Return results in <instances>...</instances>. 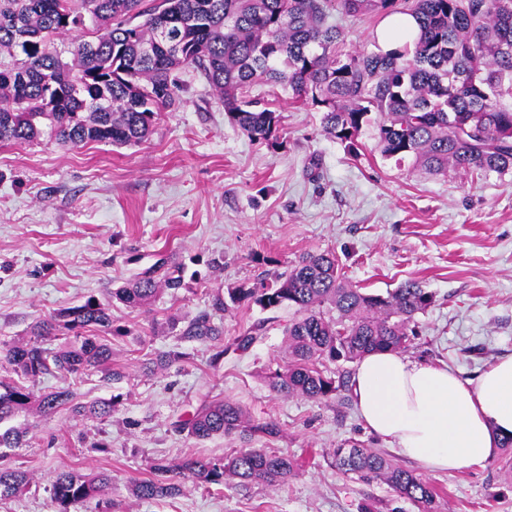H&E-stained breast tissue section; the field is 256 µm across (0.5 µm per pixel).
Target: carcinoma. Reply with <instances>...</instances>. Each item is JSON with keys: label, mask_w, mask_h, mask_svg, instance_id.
Returning a JSON list of instances; mask_svg holds the SVG:
<instances>
[{"label": "carcinoma", "mask_w": 512, "mask_h": 512, "mask_svg": "<svg viewBox=\"0 0 512 512\" xmlns=\"http://www.w3.org/2000/svg\"><path fill=\"white\" fill-rule=\"evenodd\" d=\"M345 17L409 15L418 25L413 43L393 51L348 48L329 12ZM141 22L134 23L135 19ZM92 25V39L71 44L64 58L54 47L63 35ZM191 67L216 93L224 117L251 140L281 146V114L250 95L258 84L322 112L324 132L352 150L363 128L375 129L385 159L414 169L499 176L512 173V0H0V143L42 137L63 147L96 142L116 147L149 139L160 113L182 103L179 73ZM184 281L183 266L167 257L112 291L128 307L151 303ZM263 310L295 309L284 332L287 363L268 369L277 397L328 401L343 397L350 380L329 365L353 363L377 350L402 351L416 335L415 318L434 303L417 281L381 294L352 285L332 251L308 253L269 281L229 286L211 307L174 319L179 339L216 348L224 358V324L215 313L227 303ZM66 341L51 342L59 333ZM24 343L0 342V424L24 413L61 408L76 420L112 416L114 399L78 400L72 387L36 390L46 375L75 380L101 373L112 386L126 378L112 363V337L126 331L112 319V304L94 296L39 319ZM183 358L168 351L141 369L157 374ZM171 429L196 442L238 431L276 438L279 425L257 420L243 405L208 393ZM27 427L0 429V501L24 492L26 470L4 462L7 449L30 443ZM334 467L370 485H387L419 512H440L432 486L389 456L346 441L331 453ZM301 464L275 448H241L225 458H155L150 476L134 481L132 497L159 501L180 492V479L210 485H281ZM112 482L106 472L61 471L52 484V512H80L100 500Z\"/></svg>", "instance_id": "carcinoma-1"}]
</instances>
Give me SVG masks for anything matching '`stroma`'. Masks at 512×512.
<instances>
[{
  "label": "stroma",
  "mask_w": 512,
  "mask_h": 512,
  "mask_svg": "<svg viewBox=\"0 0 512 512\" xmlns=\"http://www.w3.org/2000/svg\"><path fill=\"white\" fill-rule=\"evenodd\" d=\"M183 104L162 112L147 142L116 148H63L47 139L0 145V341L23 342L35 321L94 296L112 304L129 333L112 340V359L127 378L105 387L99 374L78 386L81 401L117 397L110 418L73 420L61 410L16 418L31 426L33 447L13 458L28 471V492L0 501V512H51L56 473L105 471L103 497L114 512H360L365 499L391 512H418L384 484L337 473L329 452L357 441L416 470L396 446L371 434L353 399L279 398L264 374L283 360L288 307L239 305L217 313L226 353L178 339L167 320L209 308L217 290L253 285L284 272L307 252H335L354 285L383 294L420 282L434 304L417 317L409 359L474 379L512 354V174L432 176L383 159L372 128L357 153L328 137L320 114L290 104L281 91L260 92L282 116L275 151L224 117L212 89L186 71ZM182 264L184 286L129 308L113 288L161 257ZM264 324L245 351L237 336ZM183 352L164 373H143L140 358ZM275 420L276 439L236 435L195 442L170 424L191 415L206 391ZM104 443L108 452L96 451ZM236 448H277L302 463L280 486L264 483L204 489L183 480L175 497L139 501L131 480L149 475L152 459L221 457ZM445 512H512V479L503 455L454 472H423Z\"/></svg>",
  "instance_id": "stroma-1"
}]
</instances>
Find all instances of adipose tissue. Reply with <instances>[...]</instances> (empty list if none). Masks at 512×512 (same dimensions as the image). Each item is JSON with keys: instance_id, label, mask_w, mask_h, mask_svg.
<instances>
[{"instance_id": "ef3b65f1", "label": "adipose tissue", "mask_w": 512, "mask_h": 512, "mask_svg": "<svg viewBox=\"0 0 512 512\" xmlns=\"http://www.w3.org/2000/svg\"><path fill=\"white\" fill-rule=\"evenodd\" d=\"M352 396L368 430L427 471L480 467L512 434V355L477 380L394 351L356 365Z\"/></svg>"}]
</instances>
